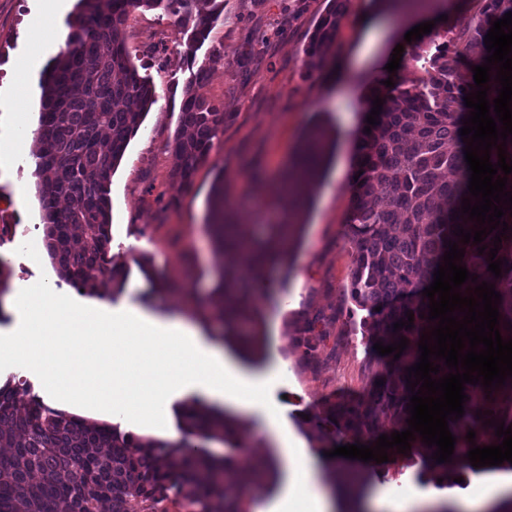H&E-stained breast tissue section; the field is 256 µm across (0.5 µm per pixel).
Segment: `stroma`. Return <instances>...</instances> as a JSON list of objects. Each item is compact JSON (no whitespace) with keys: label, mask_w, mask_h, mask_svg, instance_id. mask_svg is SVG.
<instances>
[{"label":"stroma","mask_w":512,"mask_h":512,"mask_svg":"<svg viewBox=\"0 0 512 512\" xmlns=\"http://www.w3.org/2000/svg\"><path fill=\"white\" fill-rule=\"evenodd\" d=\"M325 0H224V12L207 40L224 47V57L197 84L198 95L229 112L206 162L191 183L172 177L168 142L177 125L183 88L190 76L176 47H149L151 31L166 33L173 18L156 10L128 15L123 36L141 74L156 86L157 101L132 137L110 182L111 253L127 268L121 288L103 282L88 294L61 279L44 247V225L32 150L0 155V225L26 227L24 239L0 232V262L11 270L0 292V335H9L13 318L4 307L8 293L22 288L55 293L67 306L132 301L161 317H182L217 340L211 322L215 275L223 263L205 229L207 202L216 174L224 176L225 202L237 224L256 233L273 217L268 185L291 163L299 136L320 115L336 136L325 174L309 191L311 204L300 218L301 237L284 266L254 278L247 268L239 282L249 288L262 317L260 354L242 356L225 346L224 358L243 375L268 379L267 401L294 434L296 446L312 462L317 478L328 465L359 475L367 494L353 503L329 497L330 512H373L378 498L433 492L425 477L433 451L414 448L389 452L384 463L327 457L316 439L333 424L326 411L334 403H355L369 389L366 339L353 335L351 303L343 290L351 265L344 237L355 164L356 136L365 101L380 80L406 29L421 15L398 16L391 0H349L335 48L323 66L313 65L304 49ZM41 0H0V133L14 128L23 114L37 129L42 71L17 78L13 64L39 45L47 59L63 53L54 41L37 42L35 21ZM166 289H158V279ZM309 339L313 361L301 359L300 330L316 315Z\"/></svg>","instance_id":"35a3bbf8"}]
</instances>
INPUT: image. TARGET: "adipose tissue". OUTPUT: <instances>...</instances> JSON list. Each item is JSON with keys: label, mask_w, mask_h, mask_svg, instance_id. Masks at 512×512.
<instances>
[{"label": "adipose tissue", "mask_w": 512, "mask_h": 512, "mask_svg": "<svg viewBox=\"0 0 512 512\" xmlns=\"http://www.w3.org/2000/svg\"><path fill=\"white\" fill-rule=\"evenodd\" d=\"M8 303L15 332L0 339V349L38 375L43 392L139 425L163 423L173 401L189 392L226 402L241 430L250 429L254 415H265V439L307 487L315 512H327L322 488L287 428L268 415L258 390L239 389L223 349L190 322L158 318L126 298L106 312L85 307L59 319L55 296L42 289L12 293Z\"/></svg>", "instance_id": "ef3b65f1"}]
</instances>
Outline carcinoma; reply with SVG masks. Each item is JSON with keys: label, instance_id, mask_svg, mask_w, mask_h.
<instances>
[{"label": "carcinoma", "instance_id": "carcinoma-1", "mask_svg": "<svg viewBox=\"0 0 512 512\" xmlns=\"http://www.w3.org/2000/svg\"><path fill=\"white\" fill-rule=\"evenodd\" d=\"M326 2L305 48L317 65L334 49L348 8V0ZM469 2L467 20L451 26L444 22L418 41L405 65L413 78H400L377 92L383 102L377 124L369 134L360 131L356 141L360 175L350 184L344 236L351 267L344 293L366 312L360 331L368 342L386 346L405 337L408 344L397 360L392 354L370 359L371 388L365 400L332 405L327 414L340 434L372 446L380 422L399 430L410 418L406 368L418 361L421 334L438 324L426 318L429 299L422 291L443 261L446 242L465 249L456 264L479 275L477 283L495 285L502 296L498 329L502 339L512 338V210L501 218L509 230L499 244L497 258L506 259L499 278L488 271V253L502 227L488 234L481 255L478 245L464 244L453 234L459 226L470 230L476 225L459 214L463 199L475 200L468 190L470 171L460 135L470 115L464 97L477 90L472 68L489 56L485 36L494 21L512 12V0ZM77 8L67 51L42 74L34 155L47 252L60 278L94 294L102 279L122 286L123 264L111 255L109 184L156 101L153 81L131 61L121 25L131 12L162 10L175 19L183 56L192 67L224 13V0H78ZM222 53L223 47H213L184 88L169 146L176 158L173 177L185 184L224 131L227 113L195 90L207 63ZM328 147V130L320 123L305 130L293 168L277 188L278 220L249 241L235 233L224 209V175L217 173L205 224L214 246L253 265L285 263L294 245L297 212L306 202L299 184L320 175ZM475 284H462V296ZM214 292L220 304L213 317L224 340L256 354L259 313L247 289L238 286L235 267L226 265L217 273ZM408 311L414 313L413 327L394 331L393 324L407 320ZM22 393H28L24 382L0 386V448L11 449L0 455V512H101L105 504L109 512H245L225 497L230 459L206 447L211 442L232 448L242 444L243 434L224 412L196 401L182 415L181 439L158 443L52 408L35 396L21 412L16 401ZM465 394V414L448 422L455 447L500 444L496 427L484 421L512 427V408L504 409V397L512 401V378L490 396L481 385L468 383ZM478 410L487 415L477 419ZM470 429L476 433L472 444L466 439ZM173 454L181 459L176 469L169 468ZM275 466L273 460L260 459L242 478L266 479Z\"/></svg>", "mask_w": 512, "mask_h": 512}]
</instances>
